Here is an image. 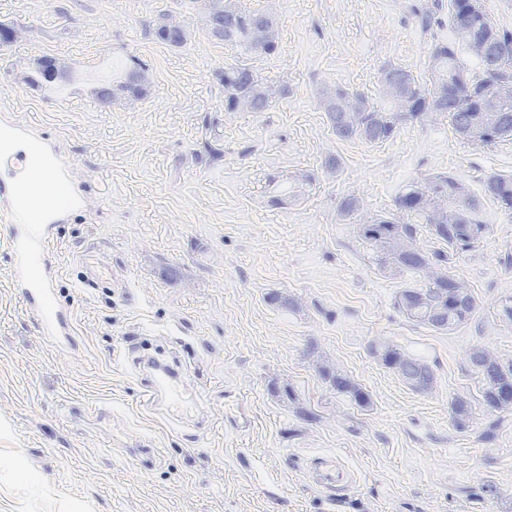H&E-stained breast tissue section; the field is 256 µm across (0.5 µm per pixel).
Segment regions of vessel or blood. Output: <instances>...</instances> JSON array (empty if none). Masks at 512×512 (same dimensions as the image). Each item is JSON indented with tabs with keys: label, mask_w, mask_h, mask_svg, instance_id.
Instances as JSON below:
<instances>
[{
	"label": "vessel or blood",
	"mask_w": 512,
	"mask_h": 512,
	"mask_svg": "<svg viewBox=\"0 0 512 512\" xmlns=\"http://www.w3.org/2000/svg\"><path fill=\"white\" fill-rule=\"evenodd\" d=\"M50 175L52 185L69 186V164L49 143L22 125L0 127V211L14 216L28 208L30 222L12 224L6 248L12 258L11 285L24 302L28 314L44 336L59 350L72 348L76 342L71 313L56 299L58 271L49 253V245L60 224L66 223L70 209L80 208L83 200L72 195L71 208H64L57 197L43 193L29 201L38 172ZM151 404L163 410L183 406L187 394L186 379L179 359L143 361ZM333 496L345 494L352 480L335 464H328L322 479Z\"/></svg>",
	"instance_id": "b4317fda"
}]
</instances>
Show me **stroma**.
Here are the masks:
<instances>
[{
    "label": "stroma",
    "instance_id": "obj_1",
    "mask_svg": "<svg viewBox=\"0 0 512 512\" xmlns=\"http://www.w3.org/2000/svg\"><path fill=\"white\" fill-rule=\"evenodd\" d=\"M279 25L277 50L247 59L211 38L192 0H0V21L27 35L0 43V122L58 144L86 199L57 231V301L73 316L74 351L41 335L10 287L0 214V512H512V412L478 405L466 361L484 346L512 359V215L485 201L488 235L460 253L453 274L478 299L450 333L409 322L357 241L340 200L388 210L408 182L433 173L480 192L512 175V141L473 146L437 116L367 145L336 137L317 98L343 83L374 92L380 68L426 79L449 0H241ZM432 11L431 30L418 15ZM187 43L154 34L160 14ZM67 59L48 83L37 61ZM134 57L151 88L134 105L91 95L118 58ZM250 62L288 92L263 112H228L219 73ZM338 171L324 168L328 158ZM306 173L304 198L272 205L270 178ZM94 247L120 288H89L80 257ZM278 291L297 308L270 304ZM388 341L434 370L414 391L370 352ZM176 353L198 390L201 420L156 418L134 346ZM366 389L370 408L336 396L317 359ZM293 387L299 402L272 386ZM473 402L468 430L452 397ZM314 413L307 420L297 412ZM493 440H483L488 426ZM337 456L353 479L330 496L305 471Z\"/></svg>",
    "mask_w": 512,
    "mask_h": 512
}]
</instances>
